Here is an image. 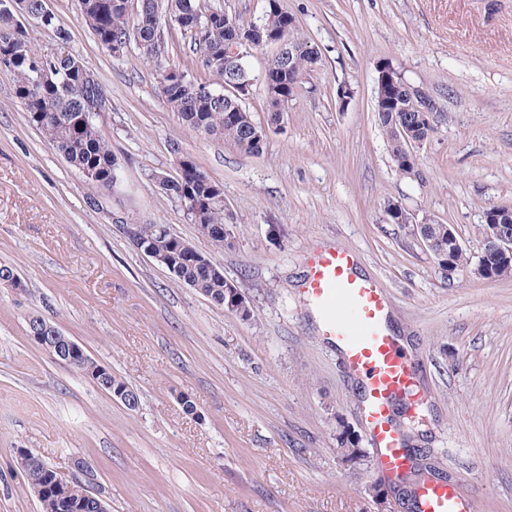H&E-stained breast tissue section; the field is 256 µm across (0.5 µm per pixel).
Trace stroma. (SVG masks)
I'll return each instance as SVG.
<instances>
[{
	"instance_id": "stroma-1",
	"label": "stroma",
	"mask_w": 512,
	"mask_h": 512,
	"mask_svg": "<svg viewBox=\"0 0 512 512\" xmlns=\"http://www.w3.org/2000/svg\"><path fill=\"white\" fill-rule=\"evenodd\" d=\"M320 63L288 104L262 156L182 124L156 74L130 46L97 43L76 0H50L69 47L103 85L101 126L118 156L120 192L93 189L29 124L0 68V512H41L16 466L18 449L49 466L81 458L111 512H378L358 389L301 292L308 252L336 243L388 292L393 326L426 399L404 435L474 512H512V277L471 266L485 210L512 204V0H282ZM162 56L199 79L189 39L161 18ZM277 52L251 51L246 107L266 119L264 72ZM389 62L439 110L401 176L374 110L377 66ZM353 97L340 106L337 89ZM190 160L224 187L228 243L201 237L152 172ZM454 227L470 265L438 266L410 225ZM168 225L223 269L249 319L212 305L138 251L112 222ZM40 317L75 340L138 397L111 398L29 337ZM194 409L186 411L180 397Z\"/></svg>"
}]
</instances>
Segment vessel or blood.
Returning <instances> with one entry per match:
<instances>
[{"mask_svg": "<svg viewBox=\"0 0 512 512\" xmlns=\"http://www.w3.org/2000/svg\"><path fill=\"white\" fill-rule=\"evenodd\" d=\"M356 257L330 244L314 249L306 262L302 291L319 310L323 336L335 342L363 395V421L380 477L394 478L412 465L392 425L395 400L419 399L417 371L389 323L390 301L375 280L361 277ZM419 512H473L470 499L446 480L425 481L416 490Z\"/></svg>", "mask_w": 512, "mask_h": 512, "instance_id": "b4317fda", "label": "vessel or blood"}]
</instances>
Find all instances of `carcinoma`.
<instances>
[{
    "label": "carcinoma",
    "mask_w": 512,
    "mask_h": 512,
    "mask_svg": "<svg viewBox=\"0 0 512 512\" xmlns=\"http://www.w3.org/2000/svg\"><path fill=\"white\" fill-rule=\"evenodd\" d=\"M39 6L40 0H13L8 12L0 11V61H5L6 69L13 74V97L23 107L30 124L95 190L114 194L119 190L114 184L118 158L99 125L101 114L109 108V100L94 71L70 50V34L56 18L48 23L59 41L57 52L46 63L51 73H37V52L17 15H28ZM78 6L80 19L107 52H112V44L117 41L139 42L143 58L155 65L161 99L183 124L202 134L220 135L232 141L247 157L261 156L266 140L254 137L258 124L243 106L252 87L246 59L239 60L235 71L224 75V26H231L237 38L254 49L261 47V38L270 35L294 44L296 53L292 63H280L274 57L266 67L265 81L275 82L274 92L280 94L285 103L294 97L308 70L320 61L318 49L295 36V18L283 8L281 0H267L263 20L247 26L220 7L202 10L199 0H168L166 3L138 0L134 13L130 10V0H78ZM163 9L168 10L171 21L189 37L201 67L215 77L221 96L208 94L212 84L192 79L159 60ZM387 81V91H376L375 112L389 139L396 169L415 171L417 160L409 144L427 141L435 131L436 121L418 111L421 104L412 101L409 83L396 69L389 68ZM400 114L408 119L405 138L397 133L396 120ZM171 197L180 203L188 221L202 237L218 248L224 247L227 214L222 185L194 162L185 161L173 179ZM419 233L427 251L439 265L458 268L468 263L469 257L450 225L422 224ZM142 238L140 250L160 257L159 265L210 303L227 308L231 292H240L224 279V271L217 266L187 256L179 236L170 232L168 225L144 224ZM476 269L486 279L509 277L512 252L485 248ZM70 366L95 380L103 391H110L113 385L125 386L109 369L98 364L90 367L80 353L74 356ZM24 475L33 490L45 485L46 463L33 461ZM89 486L81 477L65 491H46L40 501L42 512H92L87 507L76 506L78 502L89 501Z\"/></svg>",
    "instance_id": "cac0c4a2"
}]
</instances>
